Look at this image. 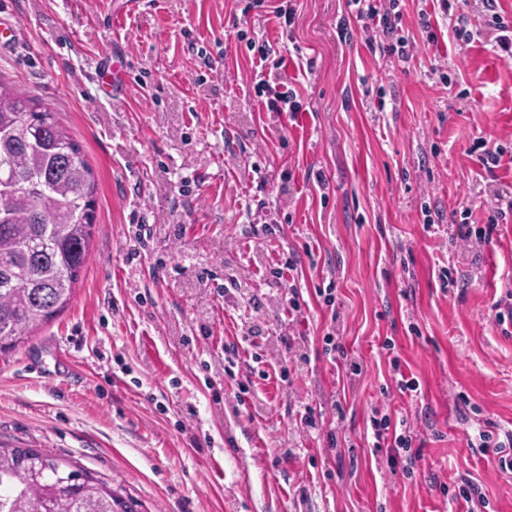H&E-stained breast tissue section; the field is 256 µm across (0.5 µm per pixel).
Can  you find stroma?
Listing matches in <instances>:
<instances>
[{
  "label": "stroma",
  "instance_id": "stroma-1",
  "mask_svg": "<svg viewBox=\"0 0 512 512\" xmlns=\"http://www.w3.org/2000/svg\"><path fill=\"white\" fill-rule=\"evenodd\" d=\"M451 3L436 43L401 62L370 48L348 0H292L286 32L252 0H11L0 79L80 146L96 220L66 307L0 353V441L76 461L141 512H466L449 495L463 475L485 512H512V473L468 446L481 423L512 430V337L491 316L512 222L477 250L451 241L462 211L486 224L485 189L512 191V159L490 174L472 150L512 149V60L472 0ZM261 39L301 112L266 111ZM112 56L127 83L106 96L95 72ZM261 224L274 234L252 237ZM288 258L290 283L274 274ZM395 358L419 397L399 393ZM375 405L416 425L424 474L375 450Z\"/></svg>",
  "mask_w": 512,
  "mask_h": 512
}]
</instances>
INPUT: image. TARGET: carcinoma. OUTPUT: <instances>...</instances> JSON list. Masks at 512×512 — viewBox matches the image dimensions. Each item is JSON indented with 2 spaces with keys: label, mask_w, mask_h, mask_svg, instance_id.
<instances>
[{
  "label": "carcinoma",
  "mask_w": 512,
  "mask_h": 512,
  "mask_svg": "<svg viewBox=\"0 0 512 512\" xmlns=\"http://www.w3.org/2000/svg\"><path fill=\"white\" fill-rule=\"evenodd\" d=\"M95 183L55 113L0 81V352L68 303L89 255ZM0 512H139L83 467L0 446Z\"/></svg>",
  "instance_id": "1"
}]
</instances>
